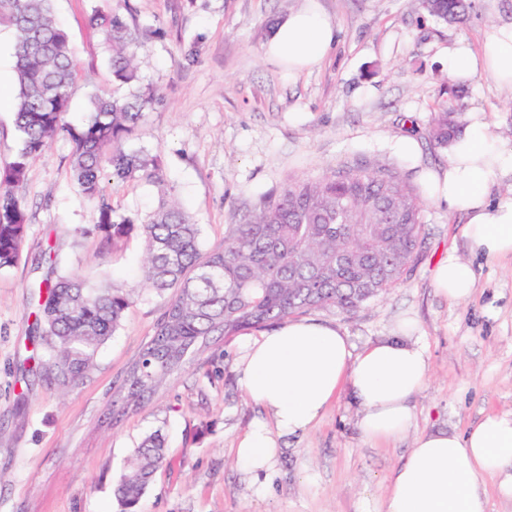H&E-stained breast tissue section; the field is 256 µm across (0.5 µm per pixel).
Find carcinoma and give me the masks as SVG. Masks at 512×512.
I'll list each match as a JSON object with an SVG mask.
<instances>
[{"label": "carcinoma", "mask_w": 512, "mask_h": 512, "mask_svg": "<svg viewBox=\"0 0 512 512\" xmlns=\"http://www.w3.org/2000/svg\"><path fill=\"white\" fill-rule=\"evenodd\" d=\"M52 2L0 0V20L15 34L20 135L16 161L0 171V269L18 262L27 235L17 189L29 163L62 135L72 144L70 172L80 195L98 203V231L115 239L139 227L143 286L173 291L142 358L127 374L126 406L139 407L207 336H236L315 308L351 312L403 281L419 254L422 205L410 183L381 166L356 165L293 180L245 222L232 225L223 248L206 253L200 225L164 191L157 208L140 220L115 215L104 198L105 170L115 180L163 185L157 161L126 147L127 135L152 103L151 95L133 88L142 44L120 15L93 12L90 22L112 51V78L130 90L92 95L83 123L73 126L65 121L74 79L72 47ZM420 7L455 24L463 22L467 9L465 0H420ZM467 93L462 82L447 81V98L434 108L427 129L436 147L448 148L459 131ZM134 297L133 287L96 284L70 273L55 271L41 280L34 367L49 370L60 387L78 381ZM163 461L164 439L156 431L144 438L135 462L119 477L115 494L121 512H137Z\"/></svg>", "instance_id": "obj_1"}]
</instances>
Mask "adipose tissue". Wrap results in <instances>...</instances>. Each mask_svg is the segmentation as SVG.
I'll list each match as a JSON object with an SVG mask.
<instances>
[{
  "label": "adipose tissue",
  "mask_w": 512,
  "mask_h": 512,
  "mask_svg": "<svg viewBox=\"0 0 512 512\" xmlns=\"http://www.w3.org/2000/svg\"><path fill=\"white\" fill-rule=\"evenodd\" d=\"M336 36L333 25L310 4L275 26L263 54L303 70L327 57ZM447 71L452 79L483 73L512 90V26L498 29L479 50L465 45L450 49ZM462 124L448 146L445 168L424 175L429 196L464 212V234L486 257L512 256V199L494 203L487 196L488 182L512 171V148L498 145L482 113H468ZM475 284L474 270L453 255L434 271V288L452 301L467 299ZM414 328L413 320L404 319L395 335L357 353L339 328L312 319H286L247 338L241 381L267 419L239 439V462L253 475L268 472L284 439L316 425L344 386L366 437H402L415 418L412 399L428 375L426 353L411 338ZM496 475L501 491L512 495V413L486 415L463 434L437 429L418 437L373 512H486L484 479Z\"/></svg>",
  "instance_id": "1"
}]
</instances>
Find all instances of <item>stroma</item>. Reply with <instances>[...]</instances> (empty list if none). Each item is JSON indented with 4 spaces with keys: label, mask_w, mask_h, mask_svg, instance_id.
Returning a JSON list of instances; mask_svg holds the SVG:
<instances>
[{
    "label": "stroma",
    "mask_w": 512,
    "mask_h": 512,
    "mask_svg": "<svg viewBox=\"0 0 512 512\" xmlns=\"http://www.w3.org/2000/svg\"><path fill=\"white\" fill-rule=\"evenodd\" d=\"M310 1L337 28L331 54L300 72L265 59L261 48L275 24ZM469 3L466 21L449 25L424 15L419 0H54L73 45L71 124L83 122L93 93L113 86L103 35L89 15L109 9L138 29L141 87L155 100L127 145L160 158L172 196L202 227L203 250L223 247L229 225L295 179L381 165L416 189L424 240L403 282L354 312L308 316L341 328L356 351L414 319L428 378L403 437L363 436L344 389L310 431L286 439L261 483L235 454L242 434L264 417L240 382L241 336L210 337L143 408L123 410L127 373L171 295L142 287L139 231L115 242L97 230V205L73 185L72 145L59 136L30 163L18 189L30 222L22 260L0 269V512H121L118 476L156 430L166 460L138 512H366L386 498L390 474L418 436L462 434L486 414L512 412V257L477 254L463 234L464 213L427 200L420 179L447 161L426 130L445 96L448 48H479L512 25V0ZM13 42L12 27L0 21V170L20 148ZM469 87L467 111L484 113L498 142L511 147L512 91L478 75ZM405 135L416 139L418 155L394 149ZM104 187L120 216L144 217L159 201L145 181L108 178ZM451 252L475 272V291L464 301L432 286L436 264ZM55 265L136 289L84 378L63 391L50 374L30 371L39 341L31 291Z\"/></svg>",
    "instance_id": "35a3bbf8"
}]
</instances>
